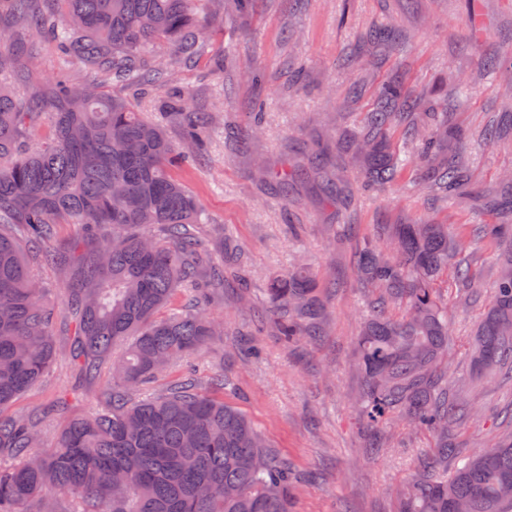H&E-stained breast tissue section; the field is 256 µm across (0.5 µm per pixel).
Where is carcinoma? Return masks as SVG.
Returning a JSON list of instances; mask_svg holds the SVG:
<instances>
[{
	"label": "carcinoma",
	"mask_w": 512,
	"mask_h": 512,
	"mask_svg": "<svg viewBox=\"0 0 512 512\" xmlns=\"http://www.w3.org/2000/svg\"><path fill=\"white\" fill-rule=\"evenodd\" d=\"M195 2L0 0V9L28 45L51 38L65 65L76 59L105 77L159 86L164 70L146 48L167 43L192 58L205 26L196 20ZM5 73L22 77L13 45L0 33ZM417 105L382 93L366 131L352 141L347 156L363 158L372 182L396 178L398 155L385 133ZM162 117L178 125L181 148L134 104L72 81L65 68L35 98L0 81V512H61L63 495L80 499L82 512H292L288 461L269 452L252 422L200 381L188 375L156 396L130 398L224 335L191 302L165 312L198 279L205 222L171 170L201 154L213 115L194 109L183 93L167 98ZM38 120L51 136L31 146ZM458 138L445 115L423 142L428 151L448 144V163L430 185L443 195L466 186ZM511 195L512 177L475 192L483 208L499 211L501 223L479 224L473 235L502 245L494 298L471 352L478 376L512 378ZM60 224H77L89 238L55 248ZM383 232L397 256L367 243L356 258L371 309L358 339L363 383L356 403L368 426L400 416L434 438L420 470L398 491L396 512H512V439L472 456L454 443L472 411L450 387L448 308L434 284L448 272L457 244L446 224H390ZM40 246L67 298L61 315L25 260L26 249ZM455 276V306L477 302L470 268L455 265ZM269 297L274 329L286 343L323 333L322 301L307 264L273 280ZM395 302L405 312L390 319L384 309ZM63 329L72 336L74 371L85 379L117 346L127 348L112 363L109 404L70 419L52 449L35 452L36 417L8 409L48 372Z\"/></svg>",
	"instance_id": "1"
}]
</instances>
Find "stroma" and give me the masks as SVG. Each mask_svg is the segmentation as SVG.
Instances as JSON below:
<instances>
[{
    "mask_svg": "<svg viewBox=\"0 0 512 512\" xmlns=\"http://www.w3.org/2000/svg\"><path fill=\"white\" fill-rule=\"evenodd\" d=\"M198 8L209 24L191 61L171 45L149 49L164 69V92L117 82L103 87L150 120L159 119L166 95L183 91L214 116L206 154L173 172L209 218L201 268L224 264L223 291L197 297L223 322L224 334L190 364L199 379L223 376L225 402L288 459L296 473L293 512H394L397 489L432 441L405 420L376 429L360 416L357 338L365 296L353 254L371 238L390 252L380 235L384 224H444L458 240L482 302L453 308L449 274L435 290L449 306L454 389L474 411L456 442L475 453L512 434V381H474L469 364L498 254L470 230L494 217L471 198L429 193L416 162L399 169L393 183L369 186L362 161L343 165L339 143L363 125L379 88L392 81L419 99L420 111L455 114L473 147L466 162L474 186L492 189L512 176V139H483L512 114V0H249L220 14L200 0ZM22 67V91L38 96L57 75L55 46L40 42ZM250 69L262 82L247 78ZM460 73L469 77L468 89L457 87ZM261 165L304 175L286 186L263 184L255 177ZM236 249L243 263L224 262ZM300 259L330 290L326 330L290 347L273 329L266 288ZM111 388L110 370L86 386L63 358L11 410L38 413L49 443L66 417L102 408ZM385 436L390 446L373 451L372 442Z\"/></svg>",
    "mask_w": 512,
    "mask_h": 512,
    "instance_id": "obj_1",
    "label": "stroma"
}]
</instances>
